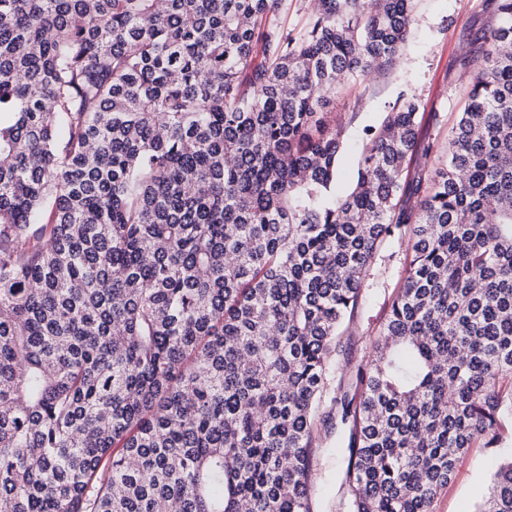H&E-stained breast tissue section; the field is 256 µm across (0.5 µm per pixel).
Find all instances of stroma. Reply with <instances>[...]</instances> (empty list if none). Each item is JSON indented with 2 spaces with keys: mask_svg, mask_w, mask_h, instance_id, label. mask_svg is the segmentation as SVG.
Returning <instances> with one entry per match:
<instances>
[{
  "mask_svg": "<svg viewBox=\"0 0 512 512\" xmlns=\"http://www.w3.org/2000/svg\"><path fill=\"white\" fill-rule=\"evenodd\" d=\"M499 0H415L414 20L396 63L385 71L358 78L338 93L327 108L330 123L347 128L337 159V194L346 193L356 175L364 131L379 126L401 94L416 95L419 146L410 176L445 163L449 133L467 95L460 64L474 38L489 33L498 17ZM407 252L404 243H382L368 269L354 320L341 337L322 407L312 465L313 512H345L341 479L348 459L349 427L336 407L340 391H353L355 371L385 322L400 288ZM500 443L475 447L461 460L453 481L433 504V512H473L491 474L512 454V420H502Z\"/></svg>",
  "mask_w": 512,
  "mask_h": 512,
  "instance_id": "35a3bbf8",
  "label": "stroma"
}]
</instances>
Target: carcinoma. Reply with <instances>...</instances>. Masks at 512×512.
<instances>
[{
	"instance_id": "cac0c4a2",
	"label": "carcinoma",
	"mask_w": 512,
	"mask_h": 512,
	"mask_svg": "<svg viewBox=\"0 0 512 512\" xmlns=\"http://www.w3.org/2000/svg\"><path fill=\"white\" fill-rule=\"evenodd\" d=\"M158 2L0 0V512H312L336 341L395 235L342 486L432 512L512 417V0L444 167L408 180L403 94L340 197L321 109L415 0H318L296 36L286 0ZM476 512H512V457Z\"/></svg>"
}]
</instances>
